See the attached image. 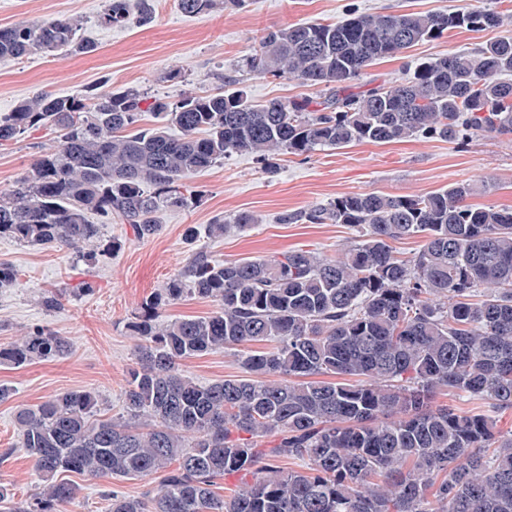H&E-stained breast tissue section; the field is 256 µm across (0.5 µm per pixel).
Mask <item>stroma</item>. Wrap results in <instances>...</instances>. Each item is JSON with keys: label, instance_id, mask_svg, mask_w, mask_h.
Segmentation results:
<instances>
[{"label": "stroma", "instance_id": "obj_1", "mask_svg": "<svg viewBox=\"0 0 512 512\" xmlns=\"http://www.w3.org/2000/svg\"><path fill=\"white\" fill-rule=\"evenodd\" d=\"M151 23L127 28L102 27L95 18L104 0H0V26L18 21L68 17L80 20L96 50L90 54L47 57L34 52L22 59H0V113L10 112L38 92L84 94L87 87L108 82L113 90L148 91L174 102L183 94H205L235 81L251 101L320 100L322 92L285 78L260 74L248 65L252 47L264 31L306 22H336L349 11L449 12L467 6L506 13L503 26L482 31L453 29L438 39L416 44L407 55L386 57L367 67L350 92L400 82L408 62L470 51L512 34V0H245L239 7L217 6L210 13L183 14L176 0H153ZM179 79H169L172 69ZM56 134L37 130L0 148V188L30 172L45 151L57 146ZM489 183L490 192L469 197L476 207H512V134L479 136L449 143L410 138L358 143L314 152L309 157L280 155L275 174L263 173L252 154L236 153L196 174L191 183L200 200L186 210L165 211L161 229L137 239L128 225L107 224L105 238L116 250L86 266L73 251L49 250L0 237V262L13 266L18 286L0 288V345L44 327L67 337L69 354L14 368L0 365V385L11 388L0 401V483L15 501L38 493L40 483L31 459L19 446L15 414L20 407L41 404L75 390L97 394L102 414L121 410L128 372L136 362L138 340L130 323L147 299L161 293L191 255L204 251L217 262L267 258L305 248L327 257L354 245L357 236L342 224H283L282 213L298 212L338 196L355 193L425 195L455 183ZM242 212L254 216L250 228L231 226ZM227 220L224 236L211 238L208 226ZM195 229L187 241V229ZM92 292H84V283ZM64 290L62 308L46 309L45 295ZM182 373L207 385L242 375L241 352L229 347L181 360ZM74 501L61 512H108L107 490L140 497L156 494L161 475L106 483L73 475Z\"/></svg>", "mask_w": 512, "mask_h": 512}]
</instances>
